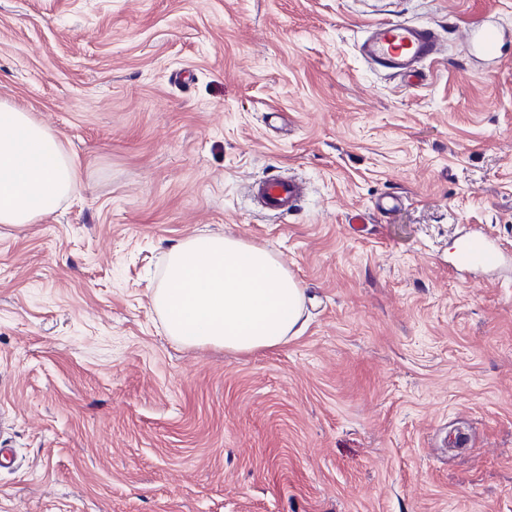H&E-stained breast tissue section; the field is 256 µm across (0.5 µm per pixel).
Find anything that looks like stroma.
I'll return each mask as SVG.
<instances>
[{"label":"stroma","mask_w":512,"mask_h":512,"mask_svg":"<svg viewBox=\"0 0 512 512\" xmlns=\"http://www.w3.org/2000/svg\"><path fill=\"white\" fill-rule=\"evenodd\" d=\"M512 0H0V99L82 189L0 226V512H512ZM435 24L410 84L357 43ZM278 172L288 219L247 197ZM395 195V211L377 212ZM362 215L363 224L350 219ZM231 234L283 260L306 327L251 354L166 335L169 248ZM511 27L499 19L475 20L465 29V50L468 57H476L482 61L494 62L501 43L511 34ZM307 186L294 177L267 178L250 184L249 196L265 212L288 215L305 200ZM506 253L501 244L486 232L474 229L462 243L461 265L496 268Z\"/></svg>","instance_id":"obj_1"}]
</instances>
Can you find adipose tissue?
I'll return each instance as SVG.
<instances>
[{
	"label": "adipose tissue",
	"mask_w": 512,
	"mask_h": 512,
	"mask_svg": "<svg viewBox=\"0 0 512 512\" xmlns=\"http://www.w3.org/2000/svg\"><path fill=\"white\" fill-rule=\"evenodd\" d=\"M79 189L59 138L30 112L0 101V224L34 223ZM153 307L174 341L238 354L283 346L303 329L302 290L287 265L226 235L171 247Z\"/></svg>",
	"instance_id": "ef3b65f1"
}]
</instances>
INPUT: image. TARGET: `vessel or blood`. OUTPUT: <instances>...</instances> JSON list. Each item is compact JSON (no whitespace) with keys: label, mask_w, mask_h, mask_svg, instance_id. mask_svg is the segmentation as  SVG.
<instances>
[{"label":"vessel or blood","mask_w":512,"mask_h":512,"mask_svg":"<svg viewBox=\"0 0 512 512\" xmlns=\"http://www.w3.org/2000/svg\"><path fill=\"white\" fill-rule=\"evenodd\" d=\"M512 37V27L499 19L476 20L465 30L467 56L483 61L497 60L502 42ZM361 58L388 75L407 80L418 77L424 64L444 55V42L428 24L406 20H380L369 25L358 45ZM307 186L294 177L268 178L252 182L249 196L261 210L288 215L305 200ZM505 253L501 244L476 229L462 243L461 264L465 267L495 268Z\"/></svg>","instance_id":"vessel-or-blood-1"}]
</instances>
